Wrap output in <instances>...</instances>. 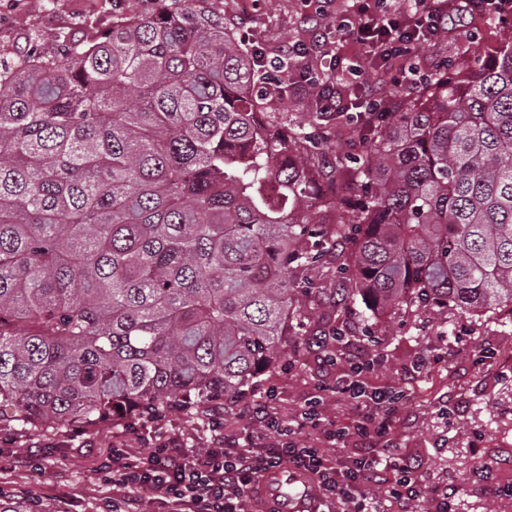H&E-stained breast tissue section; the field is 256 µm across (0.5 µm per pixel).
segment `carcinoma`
<instances>
[{"mask_svg":"<svg viewBox=\"0 0 512 512\" xmlns=\"http://www.w3.org/2000/svg\"><path fill=\"white\" fill-rule=\"evenodd\" d=\"M175 2L0 62V424L230 403L330 294L512 311V40L356 116L347 177L260 120L288 85L258 48ZM320 336L341 356L344 330Z\"/></svg>","mask_w":512,"mask_h":512,"instance_id":"obj_1","label":"carcinoma"}]
</instances>
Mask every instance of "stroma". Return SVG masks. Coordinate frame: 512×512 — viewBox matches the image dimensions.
I'll use <instances>...</instances> for the list:
<instances>
[{
	"instance_id": "1",
	"label": "stroma",
	"mask_w": 512,
	"mask_h": 512,
	"mask_svg": "<svg viewBox=\"0 0 512 512\" xmlns=\"http://www.w3.org/2000/svg\"><path fill=\"white\" fill-rule=\"evenodd\" d=\"M172 0H0V23L11 38L0 40V61L23 55L29 38L51 46L61 32L80 35L106 27L128 14L152 16L170 10ZM208 9L234 27L247 30L268 58L291 44H307L326 35L346 61L364 55L350 28L341 26L351 0H207ZM461 30L424 44L416 62L427 75L449 65L471 61L483 45L499 46L512 34V16L492 19L476 11L462 13ZM396 62L359 78L344 75L341 84L347 114L364 111L361 82L379 85L398 99H413L410 90L396 89ZM275 118L288 134L312 130L334 133L338 151L327 165L345 157L354 165L356 150L345 132L337 131L336 115H316L309 95L289 91ZM350 341L349 351L372 361L361 379L367 390L399 391L391 445L422 462L421 479L434 485H460L455 512H512V317L507 314H443L435 309L402 308L373 317L361 299H351L336 315ZM287 366H276L243 398L226 405L224 432L247 437L248 414L258 402L269 401L278 416L290 419L318 404L322 421L297 433L304 446L322 449L331 457H354L361 444L356 436L344 443L326 440L325 428L348 424L357 404L337 382L347 372L345 362L324 367L305 344L288 349ZM213 409L199 414L173 412L157 422L126 434L124 420H104L75 431L46 422L35 432L19 426H0V501H19L54 507L55 512H112V482L98 469L111 454L115 440L126 442L127 453L148 452L159 438L172 439L175 448L192 454L207 447ZM35 449L47 468L40 477L17 456Z\"/></svg>"
}]
</instances>
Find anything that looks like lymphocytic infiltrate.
I'll return each instance as SVG.
<instances>
[{
	"label": "lymphocytic infiltrate",
	"mask_w": 512,
	"mask_h": 512,
	"mask_svg": "<svg viewBox=\"0 0 512 512\" xmlns=\"http://www.w3.org/2000/svg\"><path fill=\"white\" fill-rule=\"evenodd\" d=\"M448 19V0L356 5L352 16L343 20L366 49L354 73L372 68L381 57L397 59L402 63L399 85L417 86L421 77L406 59L445 33ZM344 389L362 399L368 410L358 435L369 442L383 438L392 424L393 394L367 392L353 372L345 379ZM252 418L258 434L274 432L278 442L260 448L236 445L224 436L216 416L210 447L190 456L173 455L165 441L134 459L113 450L111 459L100 463L111 473L116 490L112 512H128L133 493L141 489L160 495L167 512H258L257 480L284 464L306 477L312 498L352 506L353 512H377L374 493L378 490L384 491L390 512H450V502L459 492L454 484L421 485L418 466L402 460L395 449L385 447L341 465L319 449L300 446L294 439V422L275 416L268 406L254 408Z\"/></svg>",
	"instance_id": "f902f5d3"
}]
</instances>
